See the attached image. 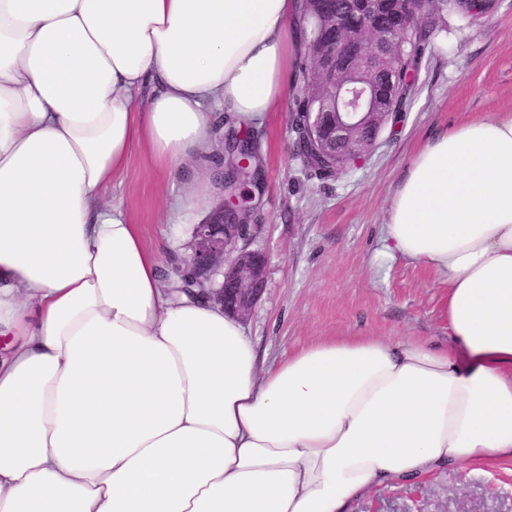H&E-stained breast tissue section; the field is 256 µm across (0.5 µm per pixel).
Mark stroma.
<instances>
[{"label": "stroma", "mask_w": 512, "mask_h": 512, "mask_svg": "<svg viewBox=\"0 0 512 512\" xmlns=\"http://www.w3.org/2000/svg\"><path fill=\"white\" fill-rule=\"evenodd\" d=\"M498 112L512 113V0H497L493 14L477 21L449 17L401 111L370 154L339 177L311 176L292 153L289 107L274 113L261 130L266 176L251 242L267 257L266 285L243 320L261 360L272 363L319 337L447 342L445 288L422 266L400 259L382 265L375 253L390 198L416 154L438 133ZM186 191L140 152L109 190L140 224L148 247L167 246L168 288L179 283L193 227L206 217L172 210ZM352 512H512V462L376 487Z\"/></svg>", "instance_id": "stroma-1"}]
</instances>
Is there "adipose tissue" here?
<instances>
[{
  "instance_id": "ef3b65f1",
  "label": "adipose tissue",
  "mask_w": 512,
  "mask_h": 512,
  "mask_svg": "<svg viewBox=\"0 0 512 512\" xmlns=\"http://www.w3.org/2000/svg\"><path fill=\"white\" fill-rule=\"evenodd\" d=\"M296 0H0V512H350L512 461V113L431 140L376 252L448 288L446 345L321 338L263 364L163 287L107 200L134 152L193 189L215 111L262 128Z\"/></svg>"
}]
</instances>
